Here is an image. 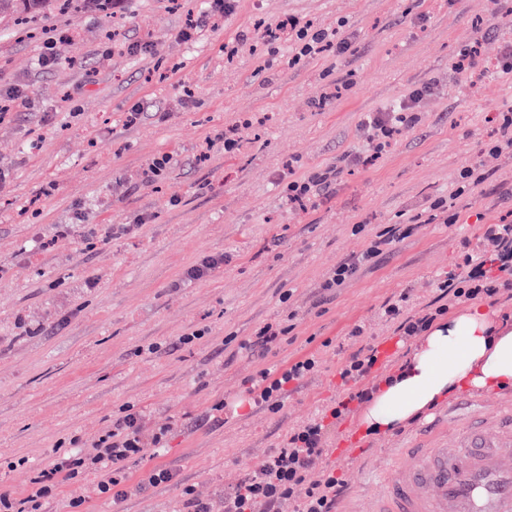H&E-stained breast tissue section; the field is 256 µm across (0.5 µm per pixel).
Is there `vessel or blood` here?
I'll return each instance as SVG.
<instances>
[{
	"label": "vessel or blood",
	"instance_id": "1",
	"mask_svg": "<svg viewBox=\"0 0 512 512\" xmlns=\"http://www.w3.org/2000/svg\"><path fill=\"white\" fill-rule=\"evenodd\" d=\"M451 445L437 441L400 450L396 477L387 481L375 512H512V404L488 437L483 417L471 400Z\"/></svg>",
	"mask_w": 512,
	"mask_h": 512
}]
</instances>
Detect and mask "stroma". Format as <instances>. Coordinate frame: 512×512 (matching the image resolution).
<instances>
[{"mask_svg":"<svg viewBox=\"0 0 512 512\" xmlns=\"http://www.w3.org/2000/svg\"><path fill=\"white\" fill-rule=\"evenodd\" d=\"M206 9L72 0L25 23L0 20V95L19 96L0 122V460L43 466L60 442L111 428L127 403L144 413L145 436L169 429L162 448L123 469L167 468L172 481L116 505L91 494L88 512H180L185 486L224 512L225 487L345 396L348 330L364 325L365 341L387 345L376 374H393L414 346L381 319L383 302L406 292L425 304L483 225L512 224V153L485 150L512 114V79L493 67L512 41V0L496 16L488 0H237L217 27ZM287 17L341 30L350 46L297 61L288 44H262L259 25ZM191 20L200 34L179 40ZM52 37L56 61L40 66ZM133 42L140 52L127 51ZM471 47L476 66L455 71ZM427 83L414 125L379 158L345 163L366 145L368 114ZM245 118L239 146L225 150V128ZM165 153L172 163L145 183L143 169ZM474 163L485 181L455 196ZM331 166L339 173L324 194L288 205L285 175ZM438 199L457 224L432 217ZM61 224L69 238H57ZM386 224L418 230L321 301L325 274ZM214 253L224 267L182 282ZM292 310L296 327L275 353L243 349ZM199 329L201 340L179 344ZM313 351L316 375L288 386L279 413L249 401L248 378ZM219 401L223 419L207 420ZM448 406L386 434H367L359 407L331 426L317 466L346 482L341 512H366L395 449Z\"/></svg>","mask_w":512,"mask_h":512,"instance_id":"1","label":"stroma"}]
</instances>
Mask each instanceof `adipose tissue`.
<instances>
[{"mask_svg":"<svg viewBox=\"0 0 512 512\" xmlns=\"http://www.w3.org/2000/svg\"><path fill=\"white\" fill-rule=\"evenodd\" d=\"M512 387V328L474 303L424 336L367 404L362 422L389 432L463 388Z\"/></svg>","mask_w":512,"mask_h":512,"instance_id":"ef3b65f1","label":"adipose tissue"}]
</instances>
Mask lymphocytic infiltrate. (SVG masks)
<instances>
[{"label":"lymphocytic infiltrate","mask_w":512,"mask_h":512,"mask_svg":"<svg viewBox=\"0 0 512 512\" xmlns=\"http://www.w3.org/2000/svg\"><path fill=\"white\" fill-rule=\"evenodd\" d=\"M263 38L268 43L284 38L293 40L300 43V52L304 55L331 45L341 53L348 46L346 37H330L325 31L312 29L310 24L300 23L295 18L282 21L276 28L265 29ZM430 91L427 85L415 89L400 110L369 116L365 122L369 150L381 153L396 131L414 124V104ZM412 231V225L393 224L378 232L365 251L336 265L323 284L324 290L333 292L342 287L363 267L375 264L393 242L410 236ZM438 288L437 297L417 313L405 312L407 297L402 294L387 300L382 314L396 321L400 336L416 339L456 305L512 291V224L487 225L476 251L464 254L461 273L441 281ZM377 362L376 345L367 344L350 353L341 366L340 377L361 382V389L328 406L321 417L291 428L259 471L225 489L224 512H254L259 504L263 505L264 512H336L337 501L346 486L335 472L316 471L315 462L326 449L328 420L342 419L349 413L351 403L360 404L372 397L374 390L367 387L366 381L372 378ZM317 367L318 359L311 354L288 362L279 371L260 370L250 380V398L271 412H279L286 385L314 374ZM142 419V412L127 407L107 433L76 448H55L49 463L33 470L22 497L0 493V512H47L55 491L79 483L88 473L98 479L97 493L116 503L129 490L140 492L171 481V470L157 469L133 484L126 473L116 467L117 462L144 456L147 444L141 435ZM301 487L306 493L300 500L296 492Z\"/></svg>","instance_id":"obj_1"}]
</instances>
